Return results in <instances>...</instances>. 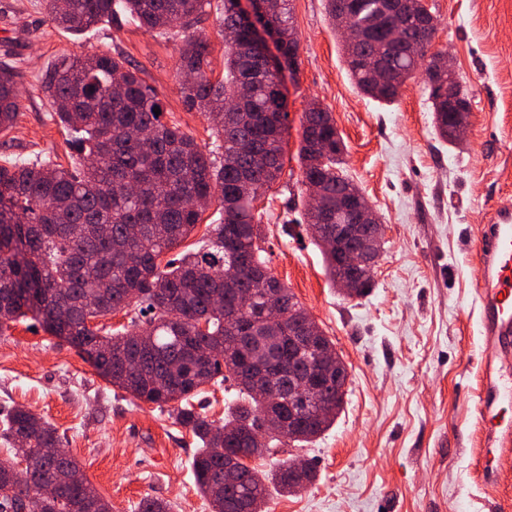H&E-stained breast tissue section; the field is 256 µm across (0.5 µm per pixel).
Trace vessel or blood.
Masks as SVG:
<instances>
[{"label":"vessel or blood","instance_id":"1","mask_svg":"<svg viewBox=\"0 0 512 512\" xmlns=\"http://www.w3.org/2000/svg\"><path fill=\"white\" fill-rule=\"evenodd\" d=\"M475 253L483 271L478 290L485 354L476 405L480 441L476 462L482 478H496L502 452L512 444V375L496 361L498 348L512 340V202L494 205L478 228Z\"/></svg>","mask_w":512,"mask_h":512}]
</instances>
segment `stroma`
<instances>
[{
  "label": "stroma",
  "instance_id": "1",
  "mask_svg": "<svg viewBox=\"0 0 512 512\" xmlns=\"http://www.w3.org/2000/svg\"><path fill=\"white\" fill-rule=\"evenodd\" d=\"M223 4L211 0L193 29L209 44L217 80ZM425 4L438 20L432 48L453 62L470 108V126L453 144L435 131L423 77L392 103L363 95L347 73L326 0H292L300 47L287 82L283 172L258 201L265 257L333 341L349 378L334 424L286 451L313 464L314 483L288 496L270 489L265 512H512V462L494 481L473 466L485 351L473 239L494 204L512 201V0ZM181 43L180 33L161 35L123 17L72 36L46 20L43 0H0V63L15 67L20 88L18 118L0 132V165L73 162L74 135L41 90L64 55L108 53L139 65L165 122L212 150L207 119L183 106ZM314 102L331 112L344 173L383 224L374 286L359 298L332 284L303 221L298 150ZM18 405L57 428L112 512H138L146 497L169 502L172 512H212L192 469L198 441L171 409L112 386L32 316L0 334V410Z\"/></svg>",
  "mask_w": 512,
  "mask_h": 512
}]
</instances>
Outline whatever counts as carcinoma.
Listing matches in <instances>:
<instances>
[{
  "instance_id": "obj_1",
  "label": "carcinoma",
  "mask_w": 512,
  "mask_h": 512,
  "mask_svg": "<svg viewBox=\"0 0 512 512\" xmlns=\"http://www.w3.org/2000/svg\"><path fill=\"white\" fill-rule=\"evenodd\" d=\"M211 0H45L48 20L73 34L129 15L140 26L185 35L179 70L195 75L181 83L185 106L211 124L216 154L204 153L176 125L155 115L163 107L143 70L106 53L60 58L47 73L43 91L61 124L76 134L78 163L70 168L20 161L0 165V333L27 315L43 318L54 336H70L98 374L133 397L169 405L199 439L193 470L213 512H263L268 484L293 493L294 463L287 459L265 472L247 461L269 457L295 442H309L336 420L344 404L347 375L320 391L330 411H307L275 435L261 418L273 406L268 390L288 384L316 363V353H296L290 345L295 325L309 315L288 286L262 258L260 214L254 201L278 179L288 145V91L285 72L299 53L291 0H268L267 24L274 36L276 66L260 50L244 58L251 42L238 0H224V79L214 81L208 43L191 32ZM417 20L404 23L387 0H326L332 24L365 35L358 47L342 44L347 72L364 95L391 103L399 96L391 80L429 72L444 57L430 52L433 29L424 25L426 5L415 0ZM404 38L388 40L390 26ZM15 67L0 64V130L14 125L20 90ZM123 88L112 93L115 77ZM433 124L444 140L448 131V91L467 101L459 79H427ZM299 159L302 183L323 191L324 206L336 209V194L352 184L336 153L339 133L327 109L304 112ZM147 131L151 139L132 137ZM218 204L219 217L194 252L173 253L199 224L202 199ZM307 231L322 248L325 270L336 282L340 259L324 237L336 224H320L305 211ZM140 226L131 236L130 227ZM172 254L165 264L160 257ZM255 290L241 310L237 294ZM273 290L281 305L277 320L266 316ZM132 308L131 324L145 336L142 366L122 359L137 353L134 337L110 332L92 321ZM232 379L238 398L224 424L216 425L191 404L205 386ZM26 437L30 456L0 458V512H57L54 499L35 500L47 483L56 484L72 512L92 502L95 512L111 505L83 474L79 462L61 448L58 430L33 411L14 406L0 418V438L8 444ZM55 448L53 458L41 449Z\"/></svg>"
}]
</instances>
